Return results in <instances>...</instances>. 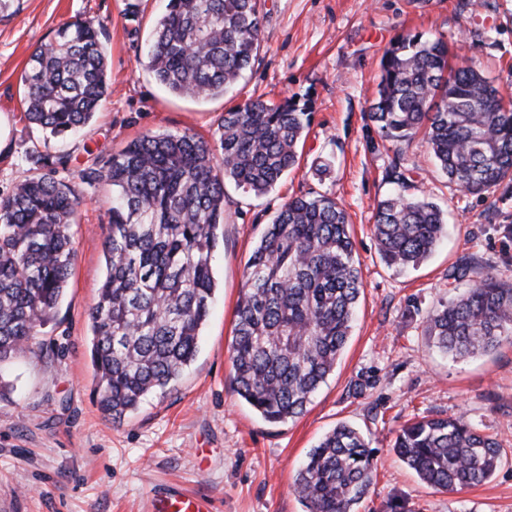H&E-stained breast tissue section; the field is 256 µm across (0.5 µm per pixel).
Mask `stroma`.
<instances>
[{"label": "stroma", "mask_w": 512, "mask_h": 512, "mask_svg": "<svg viewBox=\"0 0 512 512\" xmlns=\"http://www.w3.org/2000/svg\"><path fill=\"white\" fill-rule=\"evenodd\" d=\"M166 0H11L0 12V196L45 173L76 186L77 256L66 293L31 352L0 370V512H147L153 486L211 497L214 512H304L293 491L307 452L338 423L370 442L375 471L357 512H512V344L455 361L433 346L430 315L485 272L512 284V181L476 194L439 172L422 138L403 152L369 120L379 59L397 36L448 42L460 62L512 94V0H262L261 45L225 95L196 101L160 86L146 45ZM91 21L107 58L108 94L92 120L59 140L30 125L21 75L62 25ZM261 96L311 103L299 164L269 193L224 185L214 301L198 352L179 379L122 422L104 417L90 358L88 314L105 273L112 186L87 167L146 133L189 130L216 141L226 110ZM437 203L448 235L417 269L382 261L376 208L394 191ZM327 195L346 210L363 292L335 371L306 412L265 422L234 390L229 347L246 263L266 224L297 196ZM466 265L460 279L451 273ZM463 415L504 448L486 483L426 486L393 451L407 422Z\"/></svg>", "instance_id": "obj_1"}]
</instances>
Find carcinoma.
<instances>
[{
    "label": "carcinoma",
    "instance_id": "carcinoma-1",
    "mask_svg": "<svg viewBox=\"0 0 512 512\" xmlns=\"http://www.w3.org/2000/svg\"><path fill=\"white\" fill-rule=\"evenodd\" d=\"M261 0H168L147 51L155 79L179 96H222L250 68ZM440 38L397 36L382 53L368 117L400 147L422 136L448 181L488 192L512 181V96L470 65L453 64ZM25 116L53 137L83 127L108 93L106 55L89 21L71 22L31 55L21 76ZM309 106L261 96L224 112L219 149L197 134L147 133L112 155L106 277L88 314L101 411L121 421L176 381L198 351L212 303L215 233L224 182L268 193L299 162ZM74 186L45 174L0 197V365L30 350L61 302L76 249ZM442 210L396 191L377 205L380 257L416 268L445 234ZM230 345L237 394L269 423L298 418L336 368L362 289L351 224L335 199L292 198L249 257ZM428 335L454 358L512 342V286L485 274L429 318ZM393 448L429 487L458 492L489 481L503 449L463 416L409 422ZM364 436L340 423L310 449L294 491L305 512H355L373 481Z\"/></svg>",
    "mask_w": 512,
    "mask_h": 512
}]
</instances>
